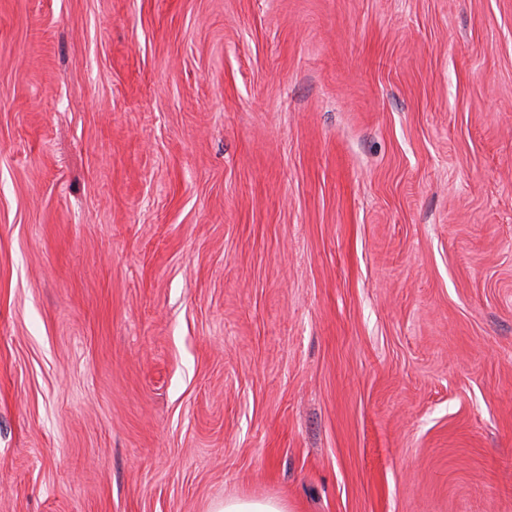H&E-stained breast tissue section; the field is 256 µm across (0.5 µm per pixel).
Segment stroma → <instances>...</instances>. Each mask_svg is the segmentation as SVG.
<instances>
[{"label":"stroma","instance_id":"35a3bbf8","mask_svg":"<svg viewBox=\"0 0 512 512\" xmlns=\"http://www.w3.org/2000/svg\"><path fill=\"white\" fill-rule=\"evenodd\" d=\"M512 512V0H0V512ZM213 512H286V507L274 499L224 498Z\"/></svg>","mask_w":512,"mask_h":512}]
</instances>
